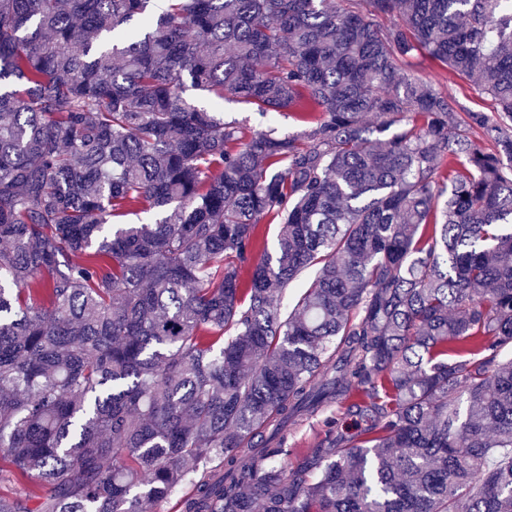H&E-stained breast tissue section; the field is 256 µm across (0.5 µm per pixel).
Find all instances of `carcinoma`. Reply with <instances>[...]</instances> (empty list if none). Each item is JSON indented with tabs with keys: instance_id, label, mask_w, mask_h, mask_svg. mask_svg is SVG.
Instances as JSON below:
<instances>
[{
	"instance_id": "carcinoma-1",
	"label": "carcinoma",
	"mask_w": 512,
	"mask_h": 512,
	"mask_svg": "<svg viewBox=\"0 0 512 512\" xmlns=\"http://www.w3.org/2000/svg\"><path fill=\"white\" fill-rule=\"evenodd\" d=\"M507 121L512 0H0V512H512ZM402 71L431 81L448 96L454 112H485L494 114L497 110L495 100L479 86L450 71L446 66L432 61L420 52L408 56L401 65ZM194 102L198 106L215 108L217 112H224V120L239 122L246 135L266 130L269 126L276 127L281 134L296 135L311 125L298 118L297 111L294 109L279 113H262L256 107L240 100L224 99L222 103L202 94L194 97ZM323 424L320 417L309 418L293 431L288 432V470L295 467L302 455L309 449L315 448L324 437Z\"/></svg>"
}]
</instances>
